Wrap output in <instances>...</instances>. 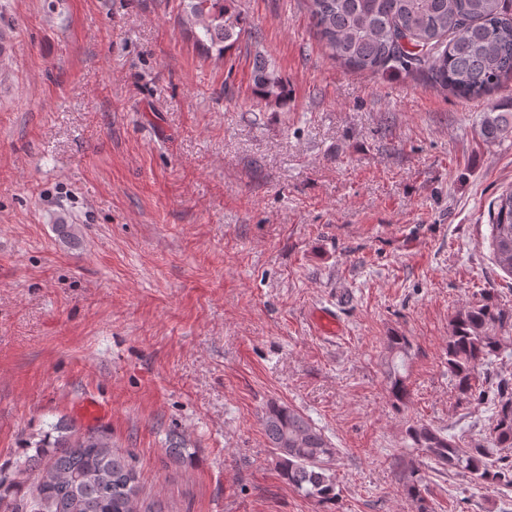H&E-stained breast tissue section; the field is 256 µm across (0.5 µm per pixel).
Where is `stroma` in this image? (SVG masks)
I'll return each mask as SVG.
<instances>
[{
	"instance_id": "obj_1",
	"label": "stroma",
	"mask_w": 512,
	"mask_h": 512,
	"mask_svg": "<svg viewBox=\"0 0 512 512\" xmlns=\"http://www.w3.org/2000/svg\"><path fill=\"white\" fill-rule=\"evenodd\" d=\"M255 32L204 54L178 0H0V463L80 401L109 408L145 504L165 512H324L266 446L270 403L340 453L335 512H416L397 459L408 421L470 444L449 322L512 276L489 204L512 185V139L484 140L490 101L426 72L334 62L304 0H235ZM271 60L284 103L258 96ZM70 225L69 234L59 231ZM333 312L340 333L312 322ZM411 341L398 409L382 366ZM184 438L194 461L166 453ZM435 512H512V490L421 468Z\"/></svg>"
}]
</instances>
